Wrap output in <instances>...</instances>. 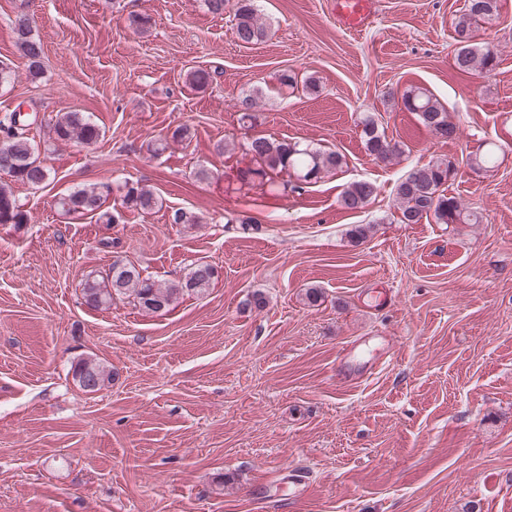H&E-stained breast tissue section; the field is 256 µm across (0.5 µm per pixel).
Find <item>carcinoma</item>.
<instances>
[{
  "instance_id": "carcinoma-1",
  "label": "carcinoma",
  "mask_w": 512,
  "mask_h": 512,
  "mask_svg": "<svg viewBox=\"0 0 512 512\" xmlns=\"http://www.w3.org/2000/svg\"><path fill=\"white\" fill-rule=\"evenodd\" d=\"M498 10V0H467L464 13L455 23L454 40L462 44L453 58L457 71H480L490 75L496 70L498 54L495 48L473 41V25L478 20L492 18ZM234 18L235 33L243 43H257L270 35V29L258 15L253 0H236ZM14 29L21 56L27 62L28 75L34 78L41 70L43 45L30 35V26L16 24ZM401 104L406 111L415 113L420 123L434 134L442 138H452L457 134V127L448 120V113L425 90L419 87L407 89L401 96ZM35 123L36 119L27 120L16 109L0 118V160L12 164L11 180L40 186L49 179L50 170L34 157L30 133ZM52 129L55 139L83 145H92L103 137L102 129L81 112L56 116ZM362 138L367 154L375 160L387 162L401 153L398 143L388 140L371 116L362 120ZM247 150L264 164V168L256 171V175L262 177L291 169L309 181H316L322 174L343 164V157L337 152L302 147L298 143L264 136L251 138ZM453 176L455 169L444 160L411 169L395 186L401 222L418 224L432 216L438 224L478 223L477 215L466 211L457 197L446 193L445 185ZM376 193L374 183L354 181L343 188L339 203L342 208L356 212L364 209ZM108 196L109 187L106 185L84 187L61 197L59 205L67 213L97 214L99 219L111 224L114 215L106 206ZM157 203L154 193L140 185L129 187L122 200V204L143 212L154 209ZM27 221V212L18 203L11 187L1 183L0 224H25ZM216 274L217 270L212 265L200 262L191 270L185 283L162 285L143 276L134 265L115 261L102 281L85 282L83 295L85 303L97 309L111 306L116 298L131 297L142 311L155 314L167 311L185 290L199 293L206 290ZM73 377L79 385L88 382L91 389L98 390L111 378V371L100 362L87 359L74 366Z\"/></svg>"
}]
</instances>
